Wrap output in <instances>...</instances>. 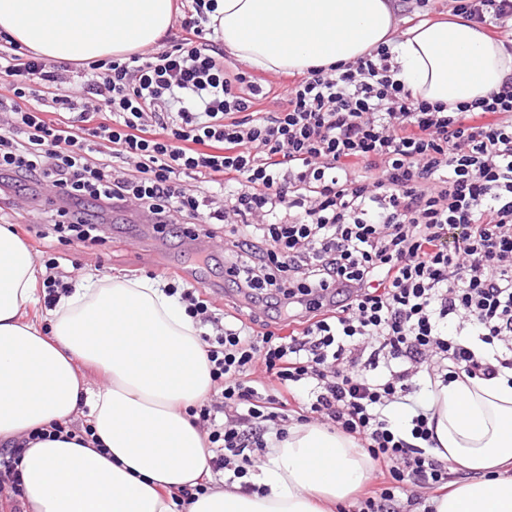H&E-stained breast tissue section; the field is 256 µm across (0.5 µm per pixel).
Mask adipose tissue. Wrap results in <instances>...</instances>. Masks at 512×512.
Segmentation results:
<instances>
[{
	"label": "adipose tissue",
	"mask_w": 512,
	"mask_h": 512,
	"mask_svg": "<svg viewBox=\"0 0 512 512\" xmlns=\"http://www.w3.org/2000/svg\"><path fill=\"white\" fill-rule=\"evenodd\" d=\"M396 0H218L224 49L244 64L303 73L351 64L389 46L412 96L455 105L499 90L512 51L470 19L399 29ZM173 0H0V34L45 58L81 62L157 46ZM43 275L0 226V444L26 440L19 481L26 512H327L370 478L363 449L315 424L289 427L251 476L256 492L213 478L187 410L211 391L199 330L150 279L90 274L60 293L49 332L28 307ZM105 380L91 388L83 374ZM430 452L464 473L435 512H512V370L435 378L424 400ZM84 416L94 443L30 432ZM206 484L177 506L179 490Z\"/></svg>",
	"instance_id": "ef3b65f1"
}]
</instances>
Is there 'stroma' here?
Returning a JSON list of instances; mask_svg holds the SVG:
<instances>
[{
  "instance_id": "35a3bbf8",
  "label": "stroma",
  "mask_w": 512,
  "mask_h": 512,
  "mask_svg": "<svg viewBox=\"0 0 512 512\" xmlns=\"http://www.w3.org/2000/svg\"><path fill=\"white\" fill-rule=\"evenodd\" d=\"M14 193L19 206L20 238L27 244L36 266L54 258L74 284L88 273L102 276L132 275L166 282L177 276L179 282H194L208 292L215 306L223 311L243 313V300L237 288L224 278V247L220 241L190 240L176 233H158L145 217L132 212L113 214L103 242L82 244L50 236L38 238L45 224L40 211L42 191L24 183Z\"/></svg>"
}]
</instances>
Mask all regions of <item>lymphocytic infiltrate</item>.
<instances>
[{
	"label": "lymphocytic infiltrate",
	"instance_id": "lymphocytic-infiltrate-1",
	"mask_svg": "<svg viewBox=\"0 0 512 512\" xmlns=\"http://www.w3.org/2000/svg\"><path fill=\"white\" fill-rule=\"evenodd\" d=\"M216 0H188L159 49L87 63L78 89L36 53L0 52V201L10 181L49 188L58 239L98 242L110 214L232 248L224 276L250 300L203 335L221 400L201 405L213 471L251 490V468L289 413L353 437L384 476L357 512L423 505L448 467L385 415L440 361L451 378L492 377L471 346L512 338V83L448 107L413 98L381 46L312 68L279 111L262 83L228 72ZM454 15L512 34V0H451ZM495 115L492 123L483 122ZM293 328L255 332L267 292Z\"/></svg>",
	"mask_w": 512,
	"mask_h": 512
}]
</instances>
